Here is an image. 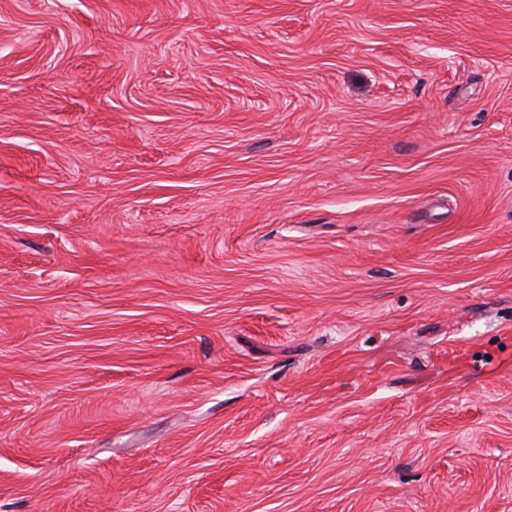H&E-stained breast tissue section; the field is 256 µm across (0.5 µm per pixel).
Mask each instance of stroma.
<instances>
[{
  "instance_id": "obj_1",
  "label": "stroma",
  "mask_w": 512,
  "mask_h": 512,
  "mask_svg": "<svg viewBox=\"0 0 512 512\" xmlns=\"http://www.w3.org/2000/svg\"><path fill=\"white\" fill-rule=\"evenodd\" d=\"M0 512H512V0H0Z\"/></svg>"
}]
</instances>
